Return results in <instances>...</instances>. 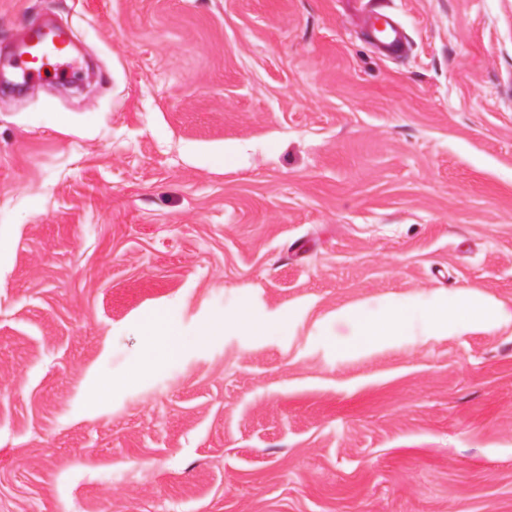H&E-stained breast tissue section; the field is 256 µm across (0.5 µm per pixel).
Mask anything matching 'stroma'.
Masks as SVG:
<instances>
[{
	"mask_svg": "<svg viewBox=\"0 0 512 512\" xmlns=\"http://www.w3.org/2000/svg\"><path fill=\"white\" fill-rule=\"evenodd\" d=\"M390 6L0 0V512H512V0ZM363 16V29L376 51L384 58H396L405 53L407 39L404 28L395 22L380 5L385 0H349ZM67 44L66 40L62 38L61 33L53 32L49 37V32L34 31L27 35L24 42V51L22 55H26L25 59L19 56L15 62V68L21 70V77L23 83L37 84L47 77V72L44 69V58L47 59L51 55H64L65 50H61L58 45ZM21 62L18 66V62ZM462 322L485 323L494 321L500 316V311L481 303H466L459 310ZM144 330L146 336H160V343L151 345L148 350V365L173 358L184 348V340L176 337L178 335L173 330V323L164 317L157 315L147 320ZM356 319L361 324L360 335L364 344H371L375 342L379 336H388L391 333L399 330L403 323L404 317L396 314L391 319L385 322H377L367 319L362 315H357Z\"/></svg>",
	"mask_w": 512,
	"mask_h": 512,
	"instance_id": "1",
	"label": "stroma"
}]
</instances>
